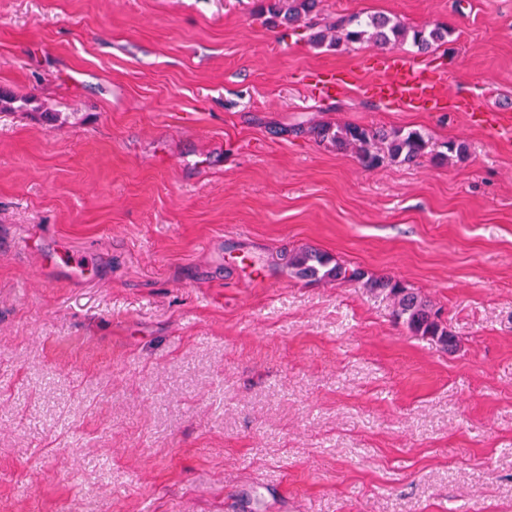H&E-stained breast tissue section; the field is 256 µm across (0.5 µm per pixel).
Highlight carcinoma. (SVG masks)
Here are the masks:
<instances>
[{
  "mask_svg": "<svg viewBox=\"0 0 512 512\" xmlns=\"http://www.w3.org/2000/svg\"><path fill=\"white\" fill-rule=\"evenodd\" d=\"M318 0H261L260 13L272 24H305L314 30L312 42L331 49L365 43L377 47L411 44L420 53H428L448 42L451 30L442 24L407 26L382 15L366 18L359 14L336 18L322 17ZM316 138L341 153H352L367 168L383 164L410 165L431 155L439 162L462 161L468 147L459 141L443 144L437 151L428 133L415 128H367L354 124L323 123L310 129ZM283 268L307 282L358 281L371 291L386 293L394 299L395 322L405 325L415 336L427 337L449 350L456 347L455 337L442 320L441 311L411 288L388 277L366 276L351 269L326 253L315 249L290 251L280 258Z\"/></svg>",
  "mask_w": 512,
  "mask_h": 512,
  "instance_id": "1",
  "label": "carcinoma"
}]
</instances>
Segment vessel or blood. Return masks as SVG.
I'll return each mask as SVG.
<instances>
[{
  "label": "vessel or blood",
  "mask_w": 512,
  "mask_h": 512,
  "mask_svg": "<svg viewBox=\"0 0 512 512\" xmlns=\"http://www.w3.org/2000/svg\"><path fill=\"white\" fill-rule=\"evenodd\" d=\"M368 84L380 102L411 109L447 94L444 78L399 55L386 58Z\"/></svg>",
  "instance_id": "obj_1"
}]
</instances>
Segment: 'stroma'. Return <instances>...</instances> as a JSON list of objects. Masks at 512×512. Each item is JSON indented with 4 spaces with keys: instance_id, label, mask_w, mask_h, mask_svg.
I'll return each instance as SVG.
<instances>
[{
    "instance_id": "1",
    "label": "stroma",
    "mask_w": 512,
    "mask_h": 512,
    "mask_svg": "<svg viewBox=\"0 0 512 512\" xmlns=\"http://www.w3.org/2000/svg\"><path fill=\"white\" fill-rule=\"evenodd\" d=\"M258 0H0V512H512V0H320L448 43L315 46ZM395 54L470 112L325 95ZM463 141L362 166L297 124ZM304 247L403 282L455 351ZM75 254L85 273L50 263ZM280 264L290 275L307 281H362L364 288L390 295L394 299L392 312L395 322L402 323L415 336L427 337L452 350L455 337L442 320L441 311L411 288L388 277L367 276L360 269H350L326 253L315 249H301L281 254ZM366 278V279H365Z\"/></svg>"
}]
</instances>
